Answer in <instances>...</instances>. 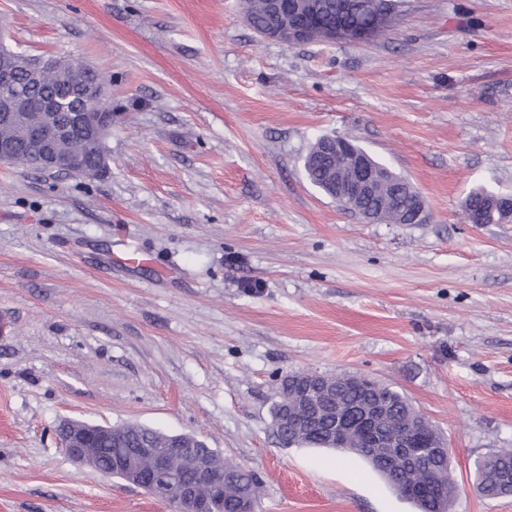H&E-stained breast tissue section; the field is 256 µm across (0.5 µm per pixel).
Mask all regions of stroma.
<instances>
[{
  "instance_id": "1",
  "label": "stroma",
  "mask_w": 512,
  "mask_h": 512,
  "mask_svg": "<svg viewBox=\"0 0 512 512\" xmlns=\"http://www.w3.org/2000/svg\"><path fill=\"white\" fill-rule=\"evenodd\" d=\"M245 0H0V32L99 73L108 169L0 163V512H171L72 462L64 419L196 434L255 512H415L360 458L282 445L278 380L361 374L451 450L452 512H512V0H401L363 44L256 36ZM407 178L422 224L364 222L307 180L324 136ZM494 194L487 191H477L470 194L463 203V211L466 217L470 216V209H480L483 210L488 224H492L497 222L498 219L493 215L491 209V201ZM471 224H482V221L478 219L476 216H470Z\"/></svg>"
}]
</instances>
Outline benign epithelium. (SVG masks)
Listing matches in <instances>:
<instances>
[{
  "mask_svg": "<svg viewBox=\"0 0 512 512\" xmlns=\"http://www.w3.org/2000/svg\"><path fill=\"white\" fill-rule=\"evenodd\" d=\"M270 4L287 16L288 21L281 28L263 33L262 38L285 45H295L313 38L333 43H366L386 31L393 20V12L386 3L374 9L364 24L338 23L334 26L319 25L316 16L306 10L303 0H270ZM35 64L36 76L53 69L66 72L88 71L86 67L69 61L61 62L52 56H41ZM14 73V54L1 53L0 125L15 128L17 136L35 145L42 168L48 171H73L78 160L61 154L57 143L68 136L75 126L83 127L89 150L96 152L106 145L114 117L107 109L108 98L104 86L88 79L74 78L66 82L70 99H78L82 108L68 113L67 120L60 122L56 114L62 112L63 108L56 99L46 97L32 101L9 91ZM35 106L45 116V127L39 130L30 129L26 122V115ZM325 146L328 152L334 154V165L349 170L347 176L339 171L330 172L326 195L360 215L364 221L379 222V215L362 207L361 203L375 195L378 183L386 174L374 167L370 155L357 150L342 136L330 137ZM292 385L300 387L301 394L284 409V420L288 422V428L301 431L314 426L324 416H332L335 425L329 436L338 447L363 448L373 455L388 456L396 466L403 465L405 457L417 455L413 432L407 429L395 437L400 452L393 455L388 451V438L377 429L384 412L382 402L358 404L341 400V396L350 387H377L372 379L360 374H347L338 382L329 374L298 371L288 373L280 380L283 389ZM58 437L72 461L104 474L118 470L126 483L146 490L157 499L175 500L178 504L177 512H209L207 499L202 492L224 493V468L213 464L209 448L194 435H174L165 448H150L146 445L126 448L112 459L107 469L101 468L96 444L118 437L112 427L73 421L65 431L58 432ZM189 451L195 454V459L192 478L187 480L173 475V464L176 458Z\"/></svg>",
  "mask_w": 512,
  "mask_h": 512,
  "instance_id": "1",
  "label": "benign epithelium"
}]
</instances>
